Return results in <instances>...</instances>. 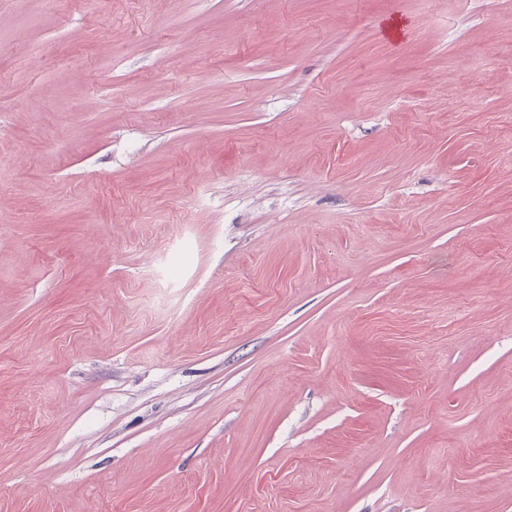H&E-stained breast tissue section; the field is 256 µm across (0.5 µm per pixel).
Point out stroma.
<instances>
[{
    "label": "stroma",
    "mask_w": 512,
    "mask_h": 512,
    "mask_svg": "<svg viewBox=\"0 0 512 512\" xmlns=\"http://www.w3.org/2000/svg\"><path fill=\"white\" fill-rule=\"evenodd\" d=\"M511 484L512 0H0V512Z\"/></svg>",
    "instance_id": "obj_1"
}]
</instances>
